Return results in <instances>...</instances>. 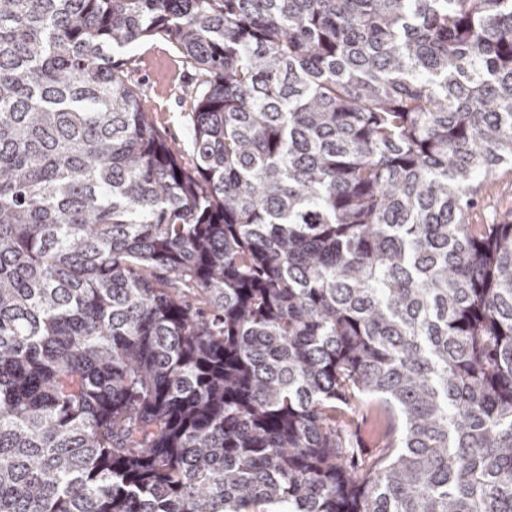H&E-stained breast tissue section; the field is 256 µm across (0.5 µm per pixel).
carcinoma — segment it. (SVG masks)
<instances>
[{
    "instance_id": "1",
    "label": "carcinoma",
    "mask_w": 512,
    "mask_h": 512,
    "mask_svg": "<svg viewBox=\"0 0 512 512\" xmlns=\"http://www.w3.org/2000/svg\"><path fill=\"white\" fill-rule=\"evenodd\" d=\"M506 166L512 0H0V512H512ZM124 54L136 59L131 78L145 91L142 101L158 131L175 146L182 163L189 167L194 155L183 89L192 84L194 72L183 67L181 54L161 39L145 40L126 48ZM512 211V174L498 180L483 205L470 218L471 224H489L499 212Z\"/></svg>"
}]
</instances>
